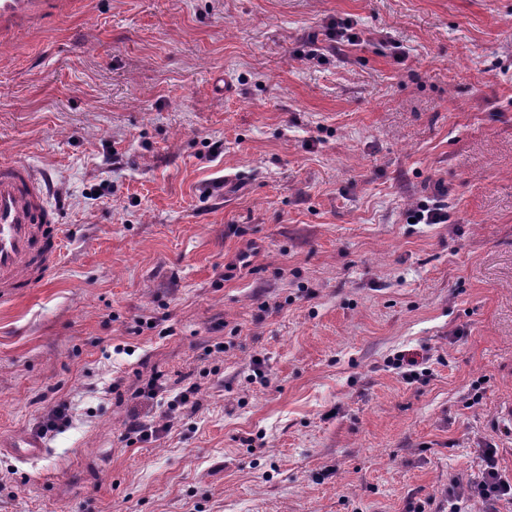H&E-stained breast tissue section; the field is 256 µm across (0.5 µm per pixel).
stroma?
Masks as SVG:
<instances>
[{"mask_svg": "<svg viewBox=\"0 0 512 512\" xmlns=\"http://www.w3.org/2000/svg\"><path fill=\"white\" fill-rule=\"evenodd\" d=\"M0 159L66 236L0 304V512H406L488 442L512 472V0H55L0 38ZM411 219H415V224L448 223V204L443 200H436L431 206L429 204H422L411 212ZM419 354H406L402 353L397 355L394 359L393 365L395 369H403L404 378L408 381H417L428 370L427 367H422L427 364L428 358L423 355L418 359ZM68 422V406L66 403H61L43 415L38 422L37 430L42 437L51 436ZM156 430L150 426L145 420L140 418H132V420L125 427L123 434L120 436L121 441H126L127 444L134 442H148L152 439Z\"/></svg>", "mask_w": 512, "mask_h": 512, "instance_id": "35a3bbf8", "label": "stroma"}]
</instances>
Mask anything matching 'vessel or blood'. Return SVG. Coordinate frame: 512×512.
Returning <instances> with one entry per match:
<instances>
[{"label": "vessel or blood", "mask_w": 512, "mask_h": 512, "mask_svg": "<svg viewBox=\"0 0 512 512\" xmlns=\"http://www.w3.org/2000/svg\"><path fill=\"white\" fill-rule=\"evenodd\" d=\"M39 0H0V19L35 13ZM64 236L43 177L28 163L0 162V301L14 300L56 271Z\"/></svg>", "instance_id": "obj_1"}]
</instances>
